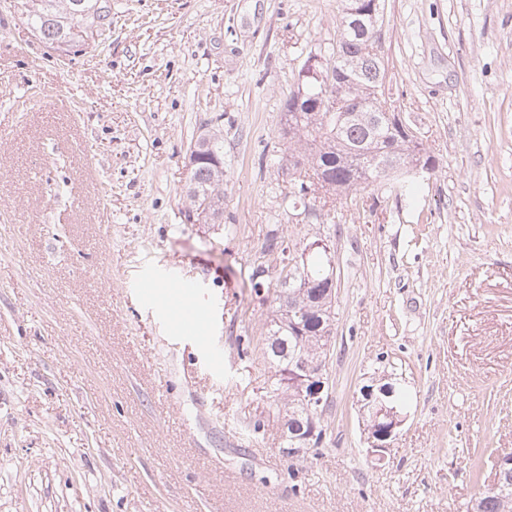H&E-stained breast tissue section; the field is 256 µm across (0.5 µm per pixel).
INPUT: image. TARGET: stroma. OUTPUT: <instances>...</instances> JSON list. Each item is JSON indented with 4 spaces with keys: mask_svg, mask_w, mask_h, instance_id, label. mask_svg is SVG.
Instances as JSON below:
<instances>
[{
    "mask_svg": "<svg viewBox=\"0 0 512 512\" xmlns=\"http://www.w3.org/2000/svg\"><path fill=\"white\" fill-rule=\"evenodd\" d=\"M340 0H112L68 55L0 0V512H468L512 451V0H384L387 81L433 157L410 194L286 215L278 122ZM224 130V221L184 217ZM328 236L326 433L282 452L264 356L276 235ZM193 281L205 342L159 301ZM409 417L374 466L356 394Z\"/></svg>",
    "mask_w": 512,
    "mask_h": 512,
    "instance_id": "35a3bbf8",
    "label": "stroma"
}]
</instances>
